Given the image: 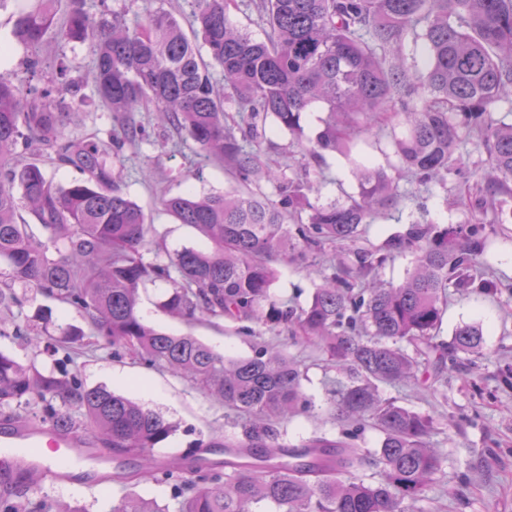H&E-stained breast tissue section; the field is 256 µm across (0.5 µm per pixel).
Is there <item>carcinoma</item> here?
Instances as JSON below:
<instances>
[{
	"instance_id": "obj_1",
	"label": "carcinoma",
	"mask_w": 512,
	"mask_h": 512,
	"mask_svg": "<svg viewBox=\"0 0 512 512\" xmlns=\"http://www.w3.org/2000/svg\"><path fill=\"white\" fill-rule=\"evenodd\" d=\"M13 3L16 41L43 45L57 0ZM100 3L94 20L83 0H70L58 30L92 49L100 106L136 112L153 103L159 126L184 134L206 159L230 166L245 182L259 171L257 153L246 147L257 135L256 119L269 117L277 128L300 134L321 104L327 115L315 136L316 157L349 153L343 126L363 129L375 114L393 111L406 127L395 148L407 176L431 183L448 171L464 134L475 130L488 147L490 197H512V123L491 117L498 103L512 104V0H259L267 24L263 41L231 23L228 0H195L194 42L162 6L130 26L109 13L106 0ZM419 26L429 49L423 75L399 57L388 59ZM214 63L246 113L236 129L224 121ZM49 68L52 87L29 98L14 74H0V277L6 279L0 327L19 303L14 285L47 293L83 312L99 347L124 348L189 377L232 409L241 433L224 435V447L271 453L257 462L226 460L222 477L202 473L198 458L158 463L150 451L174 431L161 413L106 387L63 382L3 352L0 406L42 402L44 419L58 434L88 426L97 447L142 456L138 481L172 484L177 512H261V504L270 512H410L444 463L431 442L435 419L382 398L379 385L411 379L433 385L455 367L448 353L470 356L481 349L482 335L470 325L457 327L449 344L436 339L448 283L495 288L475 276L482 227L436 230L413 223L386 253L359 249L361 227L397 201L393 177L361 164L357 195L320 204L310 201V185L268 172L277 200L258 190L163 195L164 211L198 230L207 245L149 260L151 225L124 191L118 169L120 152L141 130L123 127L107 141L62 136L85 98L63 60ZM57 166L78 178L55 183L47 169ZM294 217L299 223L290 228ZM327 244L351 248L364 277L397 249L413 251L415 268L399 285L372 280L358 290L342 268L324 277L300 310L276 301L275 263L296 249L302 257H321ZM157 281L170 286L163 309L188 321L261 322L317 340L347 378L331 390L342 429L313 432L281 462L273 453L284 447L281 425L306 407L298 364L268 346L227 359L190 334L173 336L145 324L139 289ZM56 398L63 408L54 407ZM368 423L382 433L372 449L362 441ZM37 477L16 469L15 486L0 490V512H20L18 489ZM111 512L170 510L130 492Z\"/></svg>"
}]
</instances>
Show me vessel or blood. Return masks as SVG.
Returning <instances> with one entry per match:
<instances>
[{"instance_id":"b4317fda","label":"vessel or blood","mask_w":512,"mask_h":512,"mask_svg":"<svg viewBox=\"0 0 512 512\" xmlns=\"http://www.w3.org/2000/svg\"><path fill=\"white\" fill-rule=\"evenodd\" d=\"M35 469L52 479L70 471L79 483H87L105 462L92 449L81 447L72 438L58 435L35 423H0V471L17 466Z\"/></svg>"}]
</instances>
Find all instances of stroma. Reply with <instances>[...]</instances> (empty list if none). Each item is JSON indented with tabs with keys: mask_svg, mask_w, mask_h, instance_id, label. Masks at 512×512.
Segmentation results:
<instances>
[{
	"mask_svg": "<svg viewBox=\"0 0 512 512\" xmlns=\"http://www.w3.org/2000/svg\"><path fill=\"white\" fill-rule=\"evenodd\" d=\"M11 9L0 10V44L9 46L0 57V73H15L26 79L24 62L37 55L64 54L70 66L69 76L85 80L93 65L88 44L65 43L49 32L48 43L31 49L15 43L12 37ZM134 119L145 127L142 140L125 146L123 164L127 192L139 203L151 224L150 236L163 241L168 251L204 246L205 240L193 227L178 224L161 204L162 193L187 190L203 193L243 189L218 165L205 161L192 141L174 131H161L149 110L135 113ZM318 128L316 117H309L303 138L265 124L253 148L263 164L284 166L288 177L318 187L320 202L356 194L357 180L351 167L337 153L312 157L307 151L309 139ZM402 132L398 118L384 112L370 128L354 140L355 153L374 166L396 176L399 199L385 216L372 219L359 241L360 247H382L392 238L406 234L412 223L448 225L480 224L484 227L483 252L479 268L496 283L487 292L477 286L449 288L447 309L439 338L450 342L457 326L471 324L483 333L484 354L472 360L461 359L448 375L446 384L430 391L412 384L384 387L383 394L396 398L402 406L432 414L436 431L432 440L447 461L441 473L416 503V512H512V199L500 198L495 207H479L485 197L484 174L488 169L487 152L478 135L466 136L448 164L443 183L420 185L400 175L394 139ZM281 275L272 292L277 299L293 307L305 306L316 288L304 262L283 263ZM18 305L11 308V323L0 335V351L14 355L21 363L56 377L77 378L87 388L104 386L143 406L162 412L176 422L177 428L153 456L168 459L182 454L195 443L223 437L233 427L223 403L202 385L152 366L127 351L112 348L92 349L86 354L68 357L66 352L49 353L44 337H62L73 328L83 331L87 340L95 335L81 312L60 304L35 289L15 286ZM168 287L163 283L146 284L139 291V307L145 310L147 325L163 332L198 338L229 358L252 356L256 347L270 344L297 360L305 376L302 391L313 405V416L301 415L286 426L288 443H299L316 428L335 432L333 423L318 424L319 415L328 408L326 382L335 377L322 352L311 340H290L286 330H273L263 324L243 331L240 323L225 319L201 318L194 322L172 317L160 302ZM127 486L97 483L85 488L75 480H41L25 497L39 512H59L66 506H79L82 512H109L113 503L128 494Z\"/></svg>",
	"mask_w": 512,
	"mask_h": 512,
	"instance_id": "obj_1",
	"label": "stroma"
}]
</instances>
